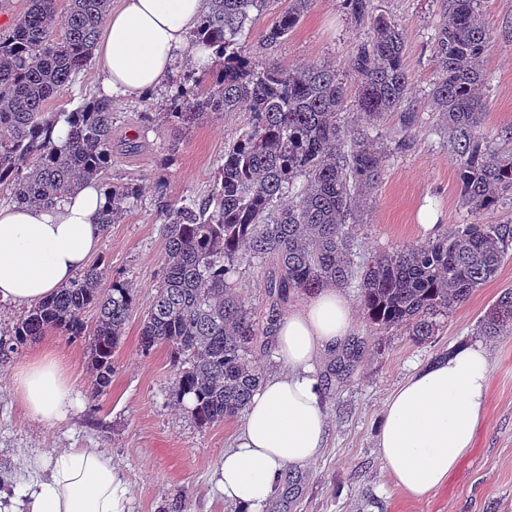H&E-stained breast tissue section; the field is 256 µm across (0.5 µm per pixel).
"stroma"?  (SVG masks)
Segmentation results:
<instances>
[{
	"instance_id": "1",
	"label": "stroma",
	"mask_w": 512,
	"mask_h": 512,
	"mask_svg": "<svg viewBox=\"0 0 512 512\" xmlns=\"http://www.w3.org/2000/svg\"><path fill=\"white\" fill-rule=\"evenodd\" d=\"M289 0H269L252 11L246 39L249 56L285 67L318 63L335 66L349 91L357 81L347 69L361 30L343 0H313L299 26L280 43H264L263 33ZM406 35V67L412 77V101L418 120L404 130L399 113L379 125L384 140L404 147L387 159L383 176L354 215L353 237L359 258L391 253L408 244L428 241L419 224L421 208H429L440 228L480 219L497 224L512 219V200L473 215L462 205L456 171L438 114L427 105L436 78L431 39L442 19L440 0H374ZM481 18L491 37L484 60L488 111L485 127L492 132L512 127V0H482ZM189 68L181 61L173 83L149 100L112 101V158L105 183H132L138 200L119 223L105 230L94 260L103 272L101 285L129 282L138 295L113 355L110 387L93 395V371L83 342L55 330L28 342L9 359L0 360V478L18 495L30 483L25 460L52 458L67 448H96L108 454L125 480L130 512H236L216 487V472L239 431L234 419L202 426L189 409L176 406L170 389L172 364L167 349L142 354L139 333L163 274V204L181 198L207 197L224 145L252 120L247 107L211 113L188 130L176 131L166 113L173 85ZM97 61L62 87L49 103L51 113L71 112L97 95ZM237 283L246 296L260 335L251 359L264 378L282 374L273 352L275 319L256 259L243 254ZM512 289V256L495 277L470 298L440 317L434 336L417 343L404 328H384L364 311L357 284L345 286L354 327L347 345L358 350L345 374L336 365L345 350L321 357L317 370L323 383L330 437L323 455L312 465L292 467L264 512H512V330L484 341L490 353V388L486 417L473 451L447 485L428 499H409L393 483L378 458L377 424L391 392L415 370L447 353L450 347L480 340L477 325L500 294ZM63 358L77 401L66 418L42 424L28 418L12 389L15 367L45 349Z\"/></svg>"
}]
</instances>
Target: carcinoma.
Instances as JSON below:
<instances>
[{
	"label": "carcinoma",
	"mask_w": 512,
	"mask_h": 512,
	"mask_svg": "<svg viewBox=\"0 0 512 512\" xmlns=\"http://www.w3.org/2000/svg\"><path fill=\"white\" fill-rule=\"evenodd\" d=\"M111 0H68L64 35L51 34L56 0H25L12 27L0 32V185L15 201L54 205L84 179H96L112 154V100L96 99L72 112L46 107L57 90L92 59ZM266 0H207L192 42L215 49L224 67L205 93L181 85L169 122L190 126L215 112L249 105L253 119L224 147L213 189L203 202L180 199L161 208L166 240L163 278L139 337L144 354L164 347L172 360L174 404L191 402L201 425L244 413L260 383L249 360L258 325L234 279L247 246L263 263L272 309L290 293L313 294L352 278L368 317L384 327H405L419 342L435 335L437 318L464 303L491 279L512 253V220L455 224L420 245L354 261L350 225L360 198L375 188L392 147L372 139L374 123L398 112L403 127L415 109L404 62L405 36L379 13L373 0H344L363 32L347 67L358 81L360 122L341 119L345 84L329 65L282 68L254 63L242 37L250 13ZM313 0H290L263 38L279 43L301 22ZM481 0H443L433 55L438 79L430 105L455 165L463 204L478 214L512 195V127L484 129L488 101L484 58L490 46L480 22ZM68 126L58 147L45 137L59 121ZM112 208L104 227L116 223L138 198L131 183L108 187ZM99 266L79 271L66 286L16 320L0 338V358L56 329L85 343L96 392L112 382V353L137 305L126 282L99 288ZM97 312L94 326L82 313ZM512 323V290L504 292L479 322L486 337Z\"/></svg>",
	"instance_id": "carcinoma-1"
}]
</instances>
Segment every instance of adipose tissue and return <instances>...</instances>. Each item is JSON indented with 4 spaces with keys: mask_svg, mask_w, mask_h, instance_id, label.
I'll return each mask as SVG.
<instances>
[{
    "mask_svg": "<svg viewBox=\"0 0 512 512\" xmlns=\"http://www.w3.org/2000/svg\"><path fill=\"white\" fill-rule=\"evenodd\" d=\"M205 9V0H118L94 49L103 95L147 98L166 84ZM107 207L96 180L53 206H0V301L32 306L69 284L99 250ZM352 322L350 300L333 287L279 321L274 355L287 372L254 393L218 469L221 492L241 512H262L288 467L322 455L328 419L317 361L348 336ZM489 367L482 344L455 346L417 368L387 399L378 454L413 501L442 489L474 448L486 417ZM14 392L25 414L46 424L64 419L75 401L66 367L51 349L16 368ZM26 466L48 474L20 512H129L128 486L102 451L69 448L52 468L38 458Z\"/></svg>",
    "mask_w": 512,
    "mask_h": 512,
    "instance_id": "obj_1",
    "label": "adipose tissue"
}]
</instances>
